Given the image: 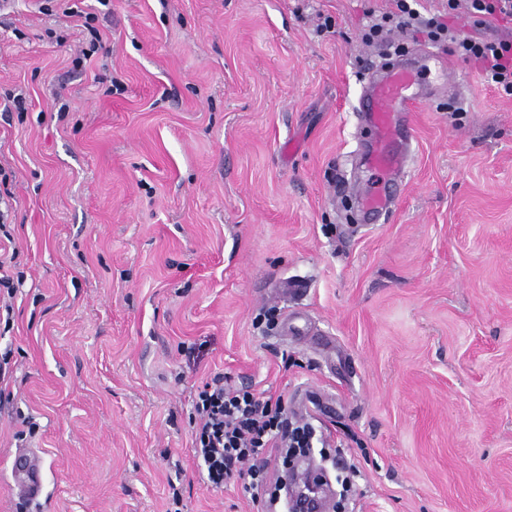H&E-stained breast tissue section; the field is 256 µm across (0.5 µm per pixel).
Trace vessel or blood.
I'll return each instance as SVG.
<instances>
[{"label": "vessel or blood", "mask_w": 512, "mask_h": 512, "mask_svg": "<svg viewBox=\"0 0 512 512\" xmlns=\"http://www.w3.org/2000/svg\"><path fill=\"white\" fill-rule=\"evenodd\" d=\"M416 75L415 67L399 65L373 80L361 109L367 113L378 138L392 137L403 112L409 111L416 99L411 92L417 83ZM12 475L19 496L34 500L41 495L42 482L34 457L22 453L16 455Z\"/></svg>", "instance_id": "b4317fda"}]
</instances>
